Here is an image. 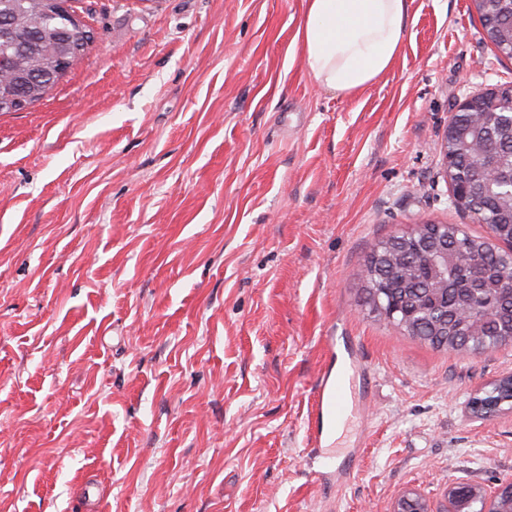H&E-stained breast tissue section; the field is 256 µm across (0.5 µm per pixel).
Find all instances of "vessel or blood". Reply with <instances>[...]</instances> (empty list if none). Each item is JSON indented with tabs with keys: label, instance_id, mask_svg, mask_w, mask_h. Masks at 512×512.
<instances>
[{
	"label": "vessel or blood",
	"instance_id": "1",
	"mask_svg": "<svg viewBox=\"0 0 512 512\" xmlns=\"http://www.w3.org/2000/svg\"><path fill=\"white\" fill-rule=\"evenodd\" d=\"M356 359L344 362L339 371H324L317 378V391L312 405L314 428L310 435L313 447L325 448L330 435L327 424L346 419L350 409L351 389L356 377L364 375Z\"/></svg>",
	"mask_w": 512,
	"mask_h": 512
}]
</instances>
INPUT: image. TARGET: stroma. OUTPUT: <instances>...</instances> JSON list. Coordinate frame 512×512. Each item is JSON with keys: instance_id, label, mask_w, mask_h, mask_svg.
I'll return each instance as SVG.
<instances>
[{"instance_id": "35a3bbf8", "label": "stroma", "mask_w": 512, "mask_h": 512, "mask_svg": "<svg viewBox=\"0 0 512 512\" xmlns=\"http://www.w3.org/2000/svg\"><path fill=\"white\" fill-rule=\"evenodd\" d=\"M96 39L0 113V512H393L512 481V344L438 351L365 311L371 244L450 204L448 120L512 82L471 0H412L350 95L291 50L305 0H75ZM374 375L335 463L328 337ZM510 384H512V374H510V379L508 377H504L498 384H491L489 388H485L479 396H476V399L481 401L482 406L479 409H476L475 407H472L471 404V411L473 414L477 417L484 418V413H488L492 409H495L494 412L503 410L504 406H508V409H511L512 401L510 402L508 400L509 398H512V395L509 393ZM486 407L488 409H485Z\"/></svg>"}]
</instances>
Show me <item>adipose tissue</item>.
<instances>
[{"label": "adipose tissue", "mask_w": 512, "mask_h": 512, "mask_svg": "<svg viewBox=\"0 0 512 512\" xmlns=\"http://www.w3.org/2000/svg\"><path fill=\"white\" fill-rule=\"evenodd\" d=\"M409 19L410 0H306L294 44L320 87L352 95L391 69Z\"/></svg>", "instance_id": "ef3b65f1"}]
</instances>
